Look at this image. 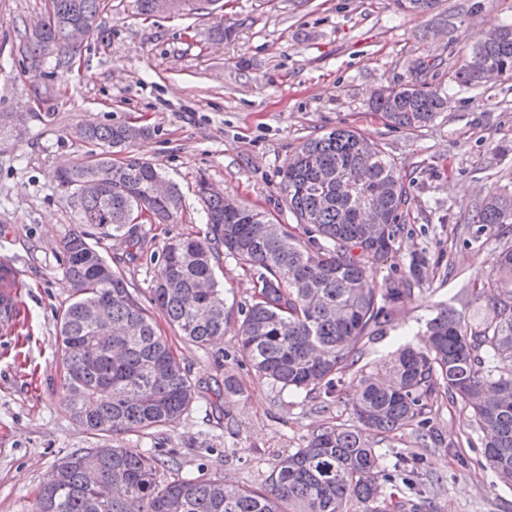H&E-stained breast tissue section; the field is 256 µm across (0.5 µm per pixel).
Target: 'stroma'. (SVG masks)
Masks as SVG:
<instances>
[{
    "mask_svg": "<svg viewBox=\"0 0 512 512\" xmlns=\"http://www.w3.org/2000/svg\"><path fill=\"white\" fill-rule=\"evenodd\" d=\"M48 0H0V113L24 116L18 138L0 139V263L15 267L20 317L0 334V512H39L38 487L55 462L82 448L121 446L173 455L175 470L221 477L256 490L281 455L303 447L321 425L349 426L358 375L346 371L327 409L302 395L280 392L238 354L242 307L256 278L232 258L216 271L224 287L226 327L221 344L202 350L180 338L150 302L160 260L129 262L125 246L90 241L135 289L191 377L198 399L174 424L149 434L97 436L72 420L62 401L61 343L56 316L69 300L61 243L79 222L58 188L55 171L93 153L74 140L80 124L137 123L151 136L132 153L158 164L183 194L178 223L142 221L138 231L161 250L173 236L205 232L196 184L207 179L225 193L273 215L295 218L279 196V173L304 140L339 126L385 147L406 176L405 233L379 263L376 282L406 269L426 252L428 274L401 305L385 335L364 339L362 365L373 369L401 343L414 340L435 308L445 304L465 321L491 312L474 290L494 254L512 245V227L478 229L472 219L492 192H512V80L480 88L450 81L464 53L486 33L512 24V0H438L414 16L394 0H228L212 15H137L134 0H105L98 28L68 72L27 58L21 35L45 13ZM453 26L434 37L441 18ZM233 24L229 41L207 35ZM439 59L434 84L448 99L442 114L411 131L385 124L371 111L381 88L406 82L414 66ZM240 389L224 404H208L225 377ZM434 436L409 425L382 441L385 467L424 459L423 483L432 512H512V489L484 468L483 433L461 403L444 394L426 408Z\"/></svg>",
    "mask_w": 512,
    "mask_h": 512,
    "instance_id": "obj_1",
    "label": "stroma"
}]
</instances>
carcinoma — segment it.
Masks as SVG:
<instances>
[{"mask_svg": "<svg viewBox=\"0 0 512 512\" xmlns=\"http://www.w3.org/2000/svg\"><path fill=\"white\" fill-rule=\"evenodd\" d=\"M405 12L424 15L437 0H396ZM104 0H49L41 31L23 34L31 60L67 69L80 45L71 41L75 19L97 23ZM502 38L474 46L452 80L482 85L485 69L512 79V25ZM446 98L419 71L415 78L379 91L370 108L390 126L424 127ZM149 136L129 124L86 126L85 141L126 147ZM358 132L336 128L303 141L280 171V194L297 224H276L244 202L229 209L197 184L204 204V235L175 237L161 251L164 277L152 301L181 336L200 349L224 335V289L215 278L223 256L257 275L259 292L241 309L239 355L278 391L317 399L336 393L339 374L357 368L360 392L350 428L322 426L304 447L283 456L253 490L221 477L160 478L165 460L134 448H112L99 462L101 483L89 485L82 459L68 453L54 465L56 479L39 487L42 512H431L416 499L388 502L385 486L401 475L386 470L371 438L386 439L413 422L425 428L424 401L436 392L462 403L483 432V455L497 482L512 488V246L495 254L481 281L492 314L467 324L448 306L426 322L427 344L400 346L384 364L387 380L359 366L360 343L381 336L398 307L412 299L428 266L425 253L408 270L368 288L378 263L404 233L405 176L386 151L365 149ZM159 167L135 156L115 161L103 151L56 171L55 180L77 209L80 224L102 238L126 239L132 262L148 253L137 231L141 214L159 224L178 220L176 185L154 192ZM375 205L371 223L361 201ZM473 223L479 229L512 224V195L490 194ZM63 272L73 287L58 315L63 403L94 435L144 433L170 425L189 411L200 383L182 367L167 337L157 331L123 274L112 268L85 231L63 241Z\"/></svg>", "mask_w": 512, "mask_h": 512, "instance_id": "1", "label": "carcinoma"}]
</instances>
